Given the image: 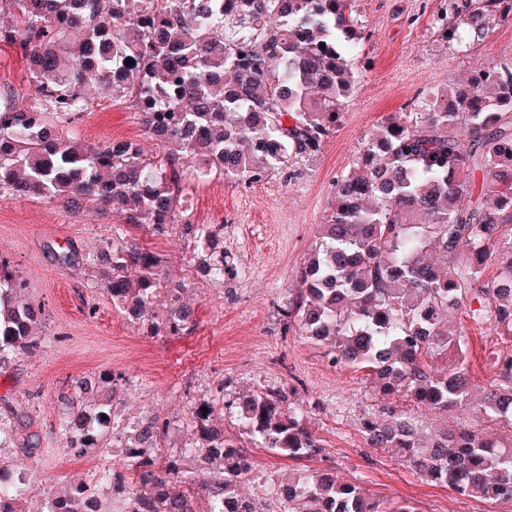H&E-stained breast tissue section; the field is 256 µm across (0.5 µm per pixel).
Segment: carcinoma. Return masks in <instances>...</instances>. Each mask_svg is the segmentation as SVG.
<instances>
[{"label": "carcinoma", "instance_id": "cac0c4a2", "mask_svg": "<svg viewBox=\"0 0 512 512\" xmlns=\"http://www.w3.org/2000/svg\"><path fill=\"white\" fill-rule=\"evenodd\" d=\"M0 16V42L28 60L35 97L24 108L0 94V198L66 196L113 206L152 236L180 227L190 262L224 282L220 235L189 219L187 165L200 180L256 184L290 159L319 151L351 96L356 52L366 40L355 0H12ZM512 18V0H448L430 27L460 52ZM133 64H126L127 60ZM112 87L129 100L157 142L150 158L137 143L85 144L60 135L47 114L72 123L87 109L84 86ZM320 242L307 254L299 286L280 307L285 328L325 344L335 366L366 370L382 395L438 412L469 411L476 389L464 336L448 316L467 308L488 330L512 337V258L491 279L493 253H512V59L384 119L334 184ZM115 306L151 336L194 325L184 287L170 282L161 257L115 238L85 258ZM24 282L0 264V368L11 355L42 347L40 307L21 299ZM168 299L158 318L153 306ZM492 389L479 412L512 427V352H494ZM71 447L88 446L112 409L64 398ZM261 447L293 460L318 454L321 439L286 389L255 391L239 403ZM367 419L372 448H391L417 474L481 501H512V436L501 441L463 429L424 434L411 414L388 407ZM169 423L139 426L129 467L138 485L130 512H258L236 486L248 459L224 432L206 429L203 451L220 478L198 490L170 491L176 465L155 449ZM279 512H418L399 499L374 500L325 470L286 482ZM90 485L54 497L47 512H87Z\"/></svg>", "mask_w": 512, "mask_h": 512}]
</instances>
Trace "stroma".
Here are the masks:
<instances>
[{"instance_id":"35a3bbf8","label":"stroma","mask_w":512,"mask_h":512,"mask_svg":"<svg viewBox=\"0 0 512 512\" xmlns=\"http://www.w3.org/2000/svg\"><path fill=\"white\" fill-rule=\"evenodd\" d=\"M446 3L356 0L367 34L357 52L358 77L335 133L319 152L294 158L287 168L249 187L188 176L193 223L224 226L223 285L197 274L179 232L155 238L128 227V238L159 253L171 280L187 287L185 299L198 314L195 326L180 335H147L113 306L96 272L84 262L122 224L119 210L94 202L70 208L61 199H0V253L10 257L24 281V299L42 306L39 332L49 339L43 348L14 356L0 369V420H11L13 406L27 413L26 421L14 422L19 445L0 448V465L21 478L27 512H46L50 497L91 480L104 512H127L130 500L115 494L113 483L128 473L133 424L155 416L171 422L161 456L179 466L182 480L175 491L209 477L197 452L203 436L193 416L202 404L212 410L211 424L241 440L255 462L256 479L241 484L246 495L261 499L272 484L333 469L371 497L405 499L419 512H512V502L460 496L421 479L392 451L369 447L363 422L380 417L389 406L409 409V402L381 396L361 372L332 366L325 348L285 330L278 314L289 290L297 287L318 226L330 212L336 178L349 170L380 122L406 111L422 92L461 83L512 55L510 19L469 51L451 48L429 26L432 14ZM6 91L20 104L29 102L32 93L19 47L0 43V92ZM85 96L89 109L72 126L80 141L131 140L145 155L155 156L157 148L129 102L114 99L111 90L98 84L88 86ZM67 249L77 251L78 263H58L57 253ZM452 327L467 336L473 378L489 384L492 353L512 349V340L489 335L485 325L464 312ZM100 375L112 380V426L92 447H71L60 427L62 399L78 394L93 405V396L80 394L78 384ZM261 385L288 388L293 400L303 404L322 441L320 454L294 461L247 441L243 421L224 400ZM414 411L430 431L466 425L495 436L512 435V428L474 415L439 414L424 407Z\"/></svg>"}]
</instances>
